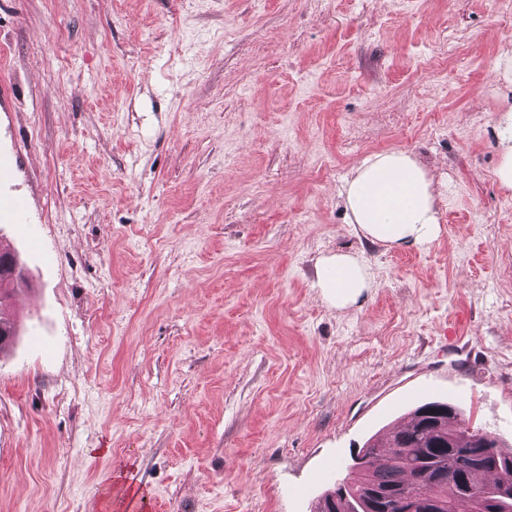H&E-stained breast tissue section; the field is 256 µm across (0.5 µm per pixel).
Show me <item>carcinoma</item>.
I'll return each mask as SVG.
<instances>
[{
	"label": "carcinoma",
	"mask_w": 512,
	"mask_h": 512,
	"mask_svg": "<svg viewBox=\"0 0 512 512\" xmlns=\"http://www.w3.org/2000/svg\"><path fill=\"white\" fill-rule=\"evenodd\" d=\"M476 437L454 405L426 402L406 425L367 441L368 467L346 489L327 491L318 512H347V493L362 494L366 512H400L393 503L402 495L414 500L415 512H497L495 500L476 506L473 495L493 482L512 485V448L501 442L484 454Z\"/></svg>",
	"instance_id": "carcinoma-1"
}]
</instances>
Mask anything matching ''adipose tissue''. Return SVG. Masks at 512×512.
Wrapping results in <instances>:
<instances>
[{
    "mask_svg": "<svg viewBox=\"0 0 512 512\" xmlns=\"http://www.w3.org/2000/svg\"><path fill=\"white\" fill-rule=\"evenodd\" d=\"M439 193L429 171L404 150L374 153L355 166L341 193L349 223L372 242L389 247L425 245L441 232ZM374 284L358 255L339 252L320 260L316 286L323 299L343 309Z\"/></svg>",
    "mask_w": 512,
    "mask_h": 512,
    "instance_id": "ef3b65f1",
    "label": "adipose tissue"
}]
</instances>
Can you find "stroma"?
I'll use <instances>...</instances> for the list:
<instances>
[{"label": "stroma", "mask_w": 512, "mask_h": 512, "mask_svg": "<svg viewBox=\"0 0 512 512\" xmlns=\"http://www.w3.org/2000/svg\"><path fill=\"white\" fill-rule=\"evenodd\" d=\"M512 0H0V512H316L428 401L512 445ZM406 150L444 198L386 248L340 192ZM362 257L339 310L317 263ZM495 130L499 147L495 177L501 187L512 189V107L501 112ZM30 210L29 200L25 196L0 186L1 224H28ZM370 266L358 255L338 252L322 258L318 264L316 288L323 299L336 309L354 304L368 288H373Z\"/></svg>", "instance_id": "35a3bbf8"}]
</instances>
